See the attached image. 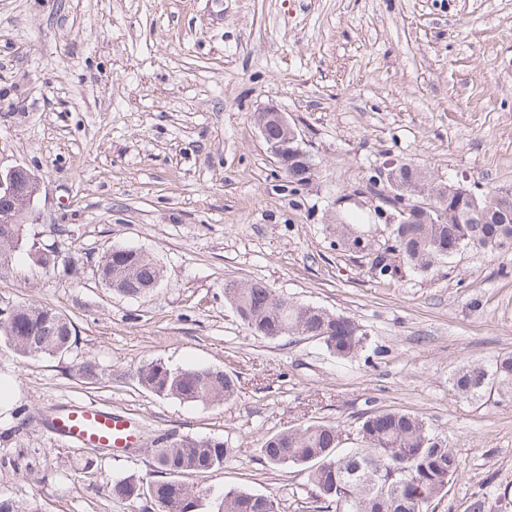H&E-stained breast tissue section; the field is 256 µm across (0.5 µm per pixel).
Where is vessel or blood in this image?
<instances>
[{
  "instance_id": "b4317fda",
  "label": "vessel or blood",
  "mask_w": 512,
  "mask_h": 512,
  "mask_svg": "<svg viewBox=\"0 0 512 512\" xmlns=\"http://www.w3.org/2000/svg\"><path fill=\"white\" fill-rule=\"evenodd\" d=\"M48 425L61 440L73 448H115L136 445L138 436L125 417L95 405L81 403L53 413Z\"/></svg>"
}]
</instances>
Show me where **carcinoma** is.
Returning <instances> with one entry per match:
<instances>
[{
  "label": "carcinoma",
  "instance_id": "obj_1",
  "mask_svg": "<svg viewBox=\"0 0 512 512\" xmlns=\"http://www.w3.org/2000/svg\"><path fill=\"white\" fill-rule=\"evenodd\" d=\"M405 188L426 171L404 163L388 169ZM498 187L478 196V201L458 204L449 196L437 205L425 224L397 222L383 244L369 251L370 270L383 282L406 271L429 272L449 258L445 246L463 240L462 248L496 252L495 240L512 238V223L503 218ZM460 206L462 223L440 221L439 209ZM9 241L0 237V267L11 261L12 252L24 238V225L14 224ZM365 238L349 224L336 225V246L349 251ZM101 265L112 271V288L129 296L149 291L160 282L161 267L150 257H139L132 248L114 246ZM224 300L235 310L246 328L268 339L303 336L314 339L340 360L356 357L365 347L366 332L353 319L320 306L291 303L264 282L224 283ZM4 320L0 342L20 356H53L76 343V333L66 332L65 315L32 303L17 305ZM79 376L90 383L112 376L99 363L86 360ZM138 385L158 398H175L207 406L229 400L237 392L234 378L211 367H174L151 361L135 371ZM451 383L466 398L490 393L512 394V354L459 368ZM357 446L339 451L342 431L333 424L313 421L303 427L276 431L265 437L260 452L271 469L302 466L308 470L312 512L335 508V512H429L445 493L461 466L446 440L435 435L427 422L411 413L376 411L367 415L356 430ZM153 466L162 479L144 482L124 478L112 484L110 496L134 502L148 495L157 512H199L208 491L190 482L196 475L224 469L230 456L228 441L216 436L165 433L151 449ZM217 512H279L275 498L237 489L224 491Z\"/></svg>",
  "mask_w": 512,
  "mask_h": 512
}]
</instances>
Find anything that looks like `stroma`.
I'll use <instances>...</instances> for the list:
<instances>
[{
    "label": "stroma",
    "mask_w": 512,
    "mask_h": 512,
    "mask_svg": "<svg viewBox=\"0 0 512 512\" xmlns=\"http://www.w3.org/2000/svg\"><path fill=\"white\" fill-rule=\"evenodd\" d=\"M277 106L314 163L288 183L254 123ZM411 162L442 183L512 185V0H0V167L42 184L25 227L41 260L0 269V308L65 314L69 351L22 358L0 345V497L39 512H154L111 499L148 478L164 433L228 439L216 491L306 512L307 472L269 469L264 437L311 421L342 430L366 413L422 416L462 466L433 512L512 493V397L470 400L459 367L512 353V251L468 249L383 285L336 246L337 218ZM115 246L157 260L160 284L128 297L96 276ZM265 282L291 302L348 316L357 357L317 341L253 335L224 284ZM221 368L228 401L160 399L134 372L153 360ZM94 360L112 376L82 382ZM129 417L135 448L61 446L45 417L74 403Z\"/></svg>",
    "instance_id": "stroma-1"
}]
</instances>
